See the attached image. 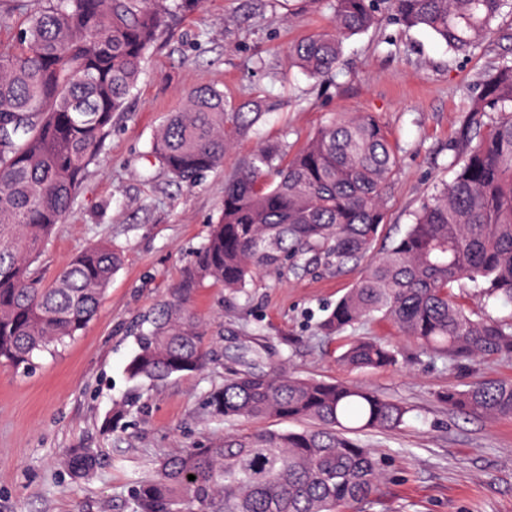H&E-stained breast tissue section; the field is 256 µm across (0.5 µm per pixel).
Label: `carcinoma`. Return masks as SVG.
<instances>
[{
	"instance_id": "carcinoma-1",
	"label": "carcinoma",
	"mask_w": 512,
	"mask_h": 512,
	"mask_svg": "<svg viewBox=\"0 0 512 512\" xmlns=\"http://www.w3.org/2000/svg\"><path fill=\"white\" fill-rule=\"evenodd\" d=\"M23 17L0 41V365L27 369L80 335L97 316L121 252L97 243L41 284L33 268L72 209L88 167L98 162L143 62L174 10L201 0H9ZM332 30L288 49L312 78L336 73L344 41L387 16L432 33L454 57L482 48L512 0H332ZM466 124L451 180L414 212L388 250L372 256L385 222L383 188L399 158L368 112L334 113L287 165L277 142L258 145L224 183V210L178 286L135 336L127 364L135 381L159 384L220 360L206 325L188 308L208 281L243 293L262 274L361 266L319 328L327 336L366 320H392L422 353L450 365L484 356L512 358V317L476 318L458 302L464 280L512 305V59L493 65L463 100ZM263 117L247 101L224 111V92L186 93L165 118L149 153L176 180L224 164L235 140ZM351 371L398 363L379 340L353 337L338 356ZM204 410L216 421L305 422L298 430H254L175 448L134 489V512H351L379 495L380 461L360 439L405 424L409 409L346 382L301 378L264 345L246 346ZM464 415L512 418V380H482L439 396ZM96 465L90 449L68 467ZM195 480H188V476Z\"/></svg>"
}]
</instances>
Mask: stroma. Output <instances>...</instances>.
I'll use <instances>...</instances> for the list:
<instances>
[{
  "label": "stroma",
  "mask_w": 512,
  "mask_h": 512,
  "mask_svg": "<svg viewBox=\"0 0 512 512\" xmlns=\"http://www.w3.org/2000/svg\"><path fill=\"white\" fill-rule=\"evenodd\" d=\"M332 17L331 0H202L178 13L150 51L99 161L35 267L51 282L96 241L121 249L124 262L82 335L36 354L28 371L0 367V512H131L137 482L153 475L163 453L257 429L254 421L206 416L203 401L223 383V364L157 388L130 380L126 366L143 319L176 287L218 221L225 180L259 142L281 143L290 156L332 113H372L401 159L384 190L378 253L403 236L434 186L451 179L461 102L494 62L512 57V12L497 18L484 48L456 60L431 33L388 18L345 41L335 75L309 78L289 64L288 48L330 30ZM205 85L223 90L227 109L257 99L265 115L221 167L189 187L148 152L164 117ZM357 276L354 268L263 275L240 294L209 282L190 306L210 334L221 335L225 357L236 353L235 331L247 327L298 376L366 386L409 407L399 430L369 439L384 479L376 501L357 512H512V419L460 415L437 399L484 377L512 380V359L487 357L460 369L420 354L391 321L371 319L356 335L398 347L400 363L347 371L336 362L344 337L324 336L317 323ZM86 448L100 462L75 474L66 460Z\"/></svg>",
  "instance_id": "35a3bbf8"
}]
</instances>
